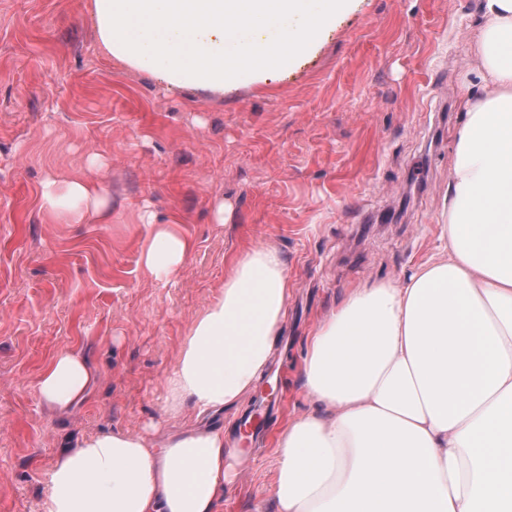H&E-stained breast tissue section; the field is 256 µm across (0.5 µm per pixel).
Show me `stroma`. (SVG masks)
Instances as JSON below:
<instances>
[{"label": "stroma", "instance_id": "obj_1", "mask_svg": "<svg viewBox=\"0 0 512 512\" xmlns=\"http://www.w3.org/2000/svg\"><path fill=\"white\" fill-rule=\"evenodd\" d=\"M88 5L0 0V512H38L46 471L84 436L188 425L164 415V379L231 258L260 244L291 286L262 378L279 391L257 441L240 435L257 394L217 422L243 454L224 512H272L307 336L352 288L438 253L479 0H353L288 74L222 92L108 61ZM76 176L99 180L111 223L42 209L46 179ZM145 209L194 245L166 283L142 269ZM63 347L97 376L61 411L37 383Z\"/></svg>", "mask_w": 512, "mask_h": 512}]
</instances>
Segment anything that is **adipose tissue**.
<instances>
[{
    "label": "adipose tissue",
    "mask_w": 512,
    "mask_h": 512,
    "mask_svg": "<svg viewBox=\"0 0 512 512\" xmlns=\"http://www.w3.org/2000/svg\"><path fill=\"white\" fill-rule=\"evenodd\" d=\"M350 0H90L104 55L168 84L221 91L287 70ZM480 89L463 102L441 253L408 278L356 288L306 340L308 412L277 438L274 512H512V0H482ZM70 223H108L98 182L47 179ZM142 266L166 280L193 243L151 212ZM290 288L281 252L235 256L165 378L162 436L103 431L58 455L39 512H221L238 472L224 431L278 343ZM95 369L59 350L42 400H83Z\"/></svg>",
    "instance_id": "1"
}]
</instances>
